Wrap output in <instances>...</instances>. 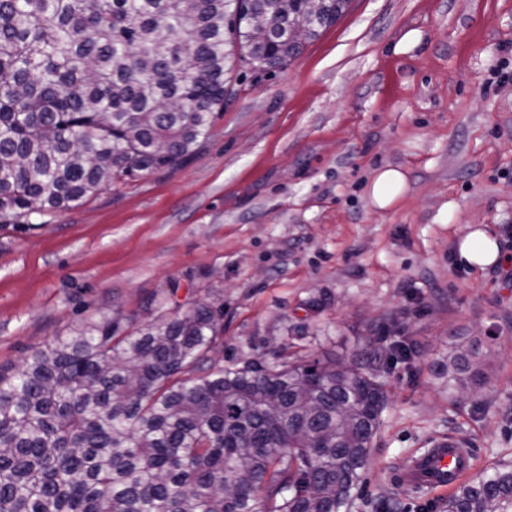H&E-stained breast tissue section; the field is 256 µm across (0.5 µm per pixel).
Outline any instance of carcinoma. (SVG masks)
Returning a JSON list of instances; mask_svg holds the SVG:
<instances>
[{
  "instance_id": "carcinoma-1",
  "label": "carcinoma",
  "mask_w": 512,
  "mask_h": 512,
  "mask_svg": "<svg viewBox=\"0 0 512 512\" xmlns=\"http://www.w3.org/2000/svg\"><path fill=\"white\" fill-rule=\"evenodd\" d=\"M0 0V219L68 209L174 168L224 108L235 64L283 68L351 0ZM255 14L269 30L258 32ZM206 299L124 333L91 321L0 373V512H348L387 380L358 360L282 353L224 365ZM448 385L488 379L473 346ZM443 512H512V465Z\"/></svg>"
}]
</instances>
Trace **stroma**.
<instances>
[{"label": "stroma", "instance_id": "stroma-1", "mask_svg": "<svg viewBox=\"0 0 512 512\" xmlns=\"http://www.w3.org/2000/svg\"><path fill=\"white\" fill-rule=\"evenodd\" d=\"M506 62L512 0H351L286 67H235L185 163L0 221V368L116 310L136 330L169 296L223 306L228 359L373 345L388 400L351 512H441L396 484L399 462L449 436L474 451L469 480L512 462V285L457 261L477 228L512 254ZM389 167L406 189L380 208ZM457 338L489 367L467 397L442 370ZM406 185L405 175L393 168L383 169L375 176L370 196L375 205L386 208L392 205L403 193Z\"/></svg>", "mask_w": 512, "mask_h": 512}]
</instances>
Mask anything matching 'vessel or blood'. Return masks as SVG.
Here are the masks:
<instances>
[{"instance_id":"obj_1","label":"vessel or blood","mask_w":512,"mask_h":512,"mask_svg":"<svg viewBox=\"0 0 512 512\" xmlns=\"http://www.w3.org/2000/svg\"><path fill=\"white\" fill-rule=\"evenodd\" d=\"M473 461L471 449L441 439L410 463L401 465L396 480L401 487L419 492H445L469 473Z\"/></svg>"}]
</instances>
